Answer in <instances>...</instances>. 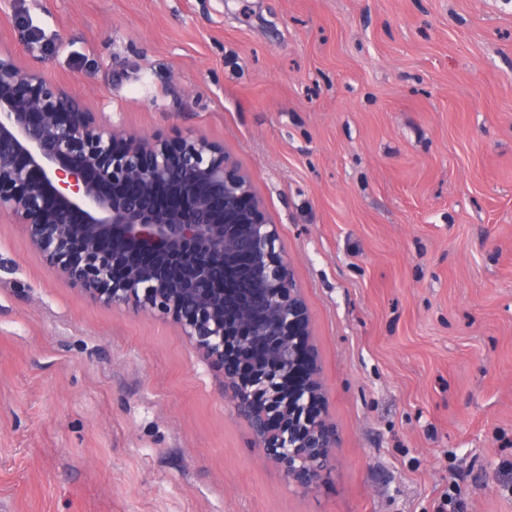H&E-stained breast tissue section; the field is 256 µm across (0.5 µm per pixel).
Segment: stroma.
<instances>
[{"mask_svg":"<svg viewBox=\"0 0 512 512\" xmlns=\"http://www.w3.org/2000/svg\"><path fill=\"white\" fill-rule=\"evenodd\" d=\"M0 49L248 175L341 438L289 487L172 322L0 221V512H512V0H0Z\"/></svg>","mask_w":512,"mask_h":512,"instance_id":"stroma-1","label":"stroma"}]
</instances>
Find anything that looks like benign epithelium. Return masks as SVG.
Masks as SVG:
<instances>
[{"label":"benign epithelium","mask_w":512,"mask_h":512,"mask_svg":"<svg viewBox=\"0 0 512 512\" xmlns=\"http://www.w3.org/2000/svg\"><path fill=\"white\" fill-rule=\"evenodd\" d=\"M0 217L25 227L55 273L94 301L172 319L224 369V400L288 485L308 491L340 447L323 416L307 313L288 256L276 254L275 225L262 217L249 179L208 141L126 137L97 120L81 98L20 67L0 51ZM162 253L154 267L116 259ZM237 271L236 301L224 280ZM268 363L245 383L224 368V347ZM309 359L305 383L284 377Z\"/></svg>","instance_id":"obj_1"}]
</instances>
